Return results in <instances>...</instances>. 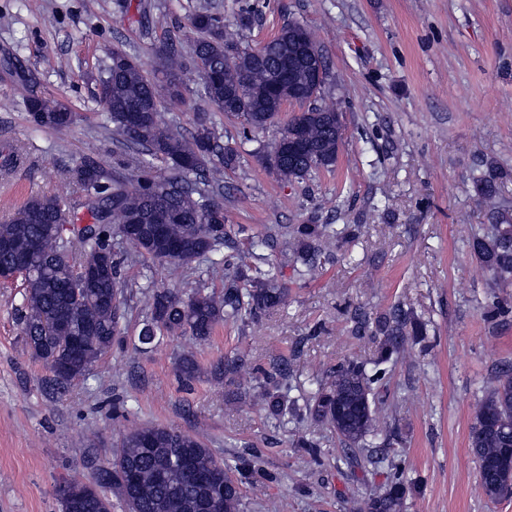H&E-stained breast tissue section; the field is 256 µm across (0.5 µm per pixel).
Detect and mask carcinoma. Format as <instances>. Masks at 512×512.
<instances>
[{
    "label": "carcinoma",
    "instance_id": "obj_1",
    "mask_svg": "<svg viewBox=\"0 0 512 512\" xmlns=\"http://www.w3.org/2000/svg\"><path fill=\"white\" fill-rule=\"evenodd\" d=\"M253 20L251 7L241 9L225 24L208 9L190 18L195 35L192 60L180 42L169 39L153 52L152 69L137 56L114 49L97 81V96L112 123V139L127 150L149 156L139 175L127 177L93 160L92 165L67 170L80 190L91 222L69 236H58L54 225L64 222L53 196L31 197L13 218L0 224V268L28 256L37 262L24 278L21 324L33 358L49 368L45 381L52 394H64L90 373L121 335L124 313L118 288L120 261L111 252L112 236L154 263L189 264L209 257L224 265L228 284L218 295L203 288L179 294L152 291L150 314L139 333L145 352L166 337L190 335L204 342L216 325L244 322L286 302L288 288L281 272L266 270L262 250L269 239L243 249L229 237L224 203L214 195L224 170L235 168L236 151L220 144L206 114L184 135L162 118L166 102H183L186 78L196 73L208 100L240 121L243 129H265L285 103L298 105L278 138L260 156L277 177L302 182L332 170L343 146L345 125L338 103L323 96L329 77L326 58L307 28L298 21L284 24L279 36L255 50L241 46L240 32ZM29 114L39 128L61 129L63 102L32 95ZM166 165L165 175L151 174V161ZM508 177L500 167L472 169L475 195L496 197L498 181ZM489 228L469 240L474 256L492 274L495 285H512V215L493 210ZM312 277L318 269L321 242L340 246L358 239L360 224H295L279 229ZM355 333L384 337L368 364L348 360L315 379L316 388L304 406L288 400V365L271 370L250 368L255 396L268 402L280 420L308 413L336 434L351 459L360 458L378 435L385 416L383 390L406 337L417 332L407 312L396 304L387 313L354 314ZM470 447L485 495L496 500L512 482V372L507 370L486 387L470 432ZM113 488L128 512H240L241 490L233 467L217 459L195 434L166 426H145L125 434L113 461L91 478L66 480L58 492L75 493L73 505L61 512H112L107 490ZM406 487L395 468L385 490L369 497L361 512H402Z\"/></svg>",
    "mask_w": 512,
    "mask_h": 512
}]
</instances>
